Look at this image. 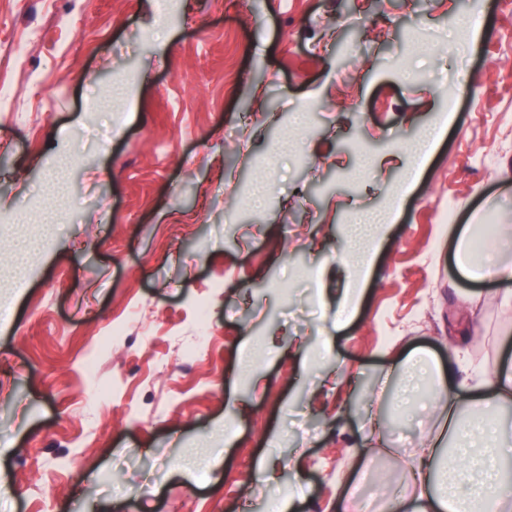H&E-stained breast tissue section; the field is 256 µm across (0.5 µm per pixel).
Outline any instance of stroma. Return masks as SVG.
Masks as SVG:
<instances>
[{"mask_svg": "<svg viewBox=\"0 0 512 512\" xmlns=\"http://www.w3.org/2000/svg\"><path fill=\"white\" fill-rule=\"evenodd\" d=\"M0 83V512H386L406 356L512 359V0H0Z\"/></svg>", "mask_w": 512, "mask_h": 512, "instance_id": "stroma-1", "label": "stroma"}]
</instances>
